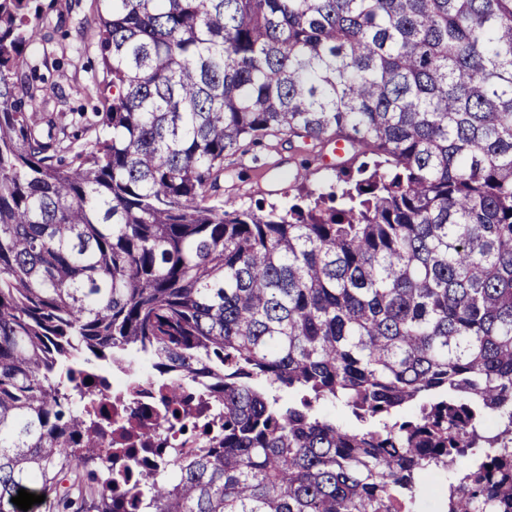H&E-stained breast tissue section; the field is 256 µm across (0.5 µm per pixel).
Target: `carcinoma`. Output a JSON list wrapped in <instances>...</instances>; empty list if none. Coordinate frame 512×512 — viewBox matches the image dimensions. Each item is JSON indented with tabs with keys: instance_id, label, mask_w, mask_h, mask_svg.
<instances>
[{
	"instance_id": "cac0c4a2",
	"label": "carcinoma",
	"mask_w": 512,
	"mask_h": 512,
	"mask_svg": "<svg viewBox=\"0 0 512 512\" xmlns=\"http://www.w3.org/2000/svg\"><path fill=\"white\" fill-rule=\"evenodd\" d=\"M76 2L0 0V512H512V0H92L112 97L43 112ZM270 136L336 181L210 203ZM128 356L224 423L114 497L70 372Z\"/></svg>"
}]
</instances>
